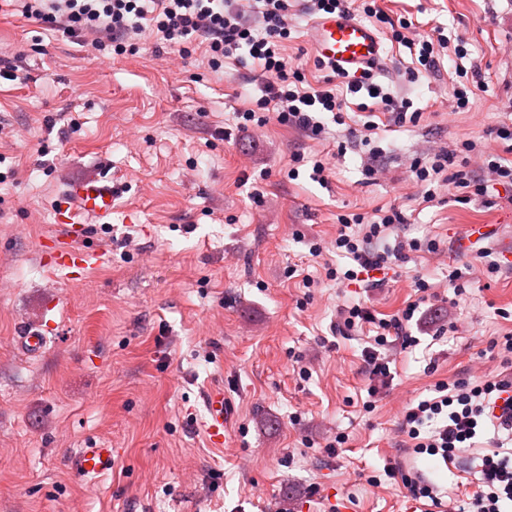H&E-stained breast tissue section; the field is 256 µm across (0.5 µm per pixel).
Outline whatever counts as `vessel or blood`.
<instances>
[{
    "label": "vessel or blood",
    "mask_w": 512,
    "mask_h": 512,
    "mask_svg": "<svg viewBox=\"0 0 512 512\" xmlns=\"http://www.w3.org/2000/svg\"><path fill=\"white\" fill-rule=\"evenodd\" d=\"M308 38L317 57L336 65L347 73H359L364 68L386 71L382 41L379 34L364 22L346 14H324L312 19ZM118 191L111 177L99 175L66 185L58 194L53 222L55 235L43 238L41 254L50 264L67 270L79 278L96 252L85 249L95 225L106 224L112 218V203ZM207 411L206 431L212 444L224 442V392L214 389L204 399ZM116 465L113 449L85 448L71 461L75 475L94 480Z\"/></svg>",
    "instance_id": "obj_1"
}]
</instances>
